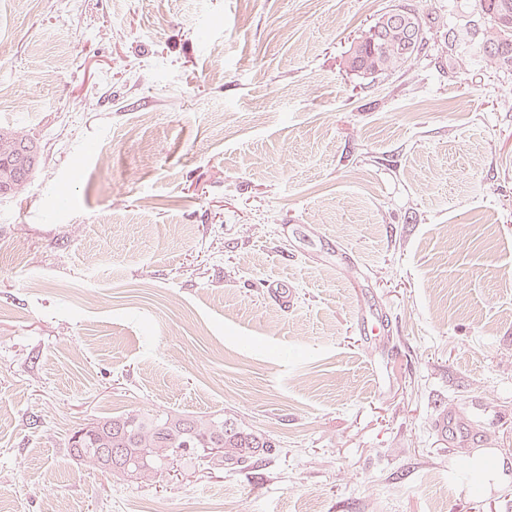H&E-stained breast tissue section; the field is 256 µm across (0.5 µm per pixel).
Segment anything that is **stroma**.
<instances>
[{
  "label": "stroma",
  "instance_id": "1",
  "mask_svg": "<svg viewBox=\"0 0 512 512\" xmlns=\"http://www.w3.org/2000/svg\"><path fill=\"white\" fill-rule=\"evenodd\" d=\"M398 6L422 53L345 70ZM475 17L0 0V125L43 149L0 199V512H512V72ZM372 309L392 323L376 341ZM450 406L482 443L439 441ZM136 409L221 414L276 448L149 481L69 455ZM480 455L501 480L465 486Z\"/></svg>",
  "mask_w": 512,
  "mask_h": 512
}]
</instances>
